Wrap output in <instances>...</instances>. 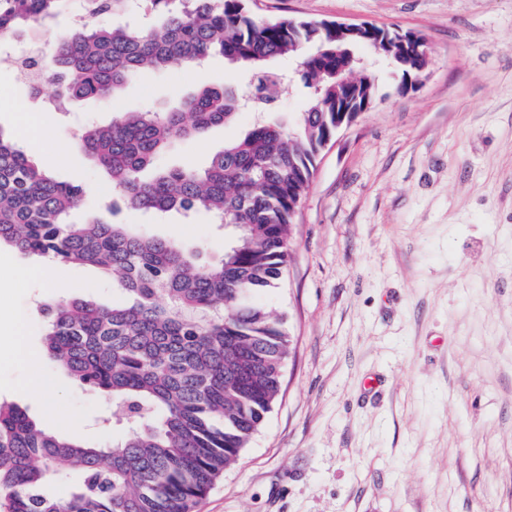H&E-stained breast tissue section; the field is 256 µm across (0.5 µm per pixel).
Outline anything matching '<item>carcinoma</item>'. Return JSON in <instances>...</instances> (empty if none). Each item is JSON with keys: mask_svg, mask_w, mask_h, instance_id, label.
I'll return each instance as SVG.
<instances>
[{"mask_svg": "<svg viewBox=\"0 0 512 512\" xmlns=\"http://www.w3.org/2000/svg\"><path fill=\"white\" fill-rule=\"evenodd\" d=\"M66 0H0V41L47 24ZM131 0H82L84 23L50 32L53 50L33 62L58 96L94 100L113 112L91 125L77 147L111 178L112 194L131 211L164 218L203 212L223 226L224 256L201 265L173 240L90 212L71 221L84 190L57 181L0 132V244L112 277L124 300L110 306L77 299L47 308L44 355L78 384L97 390L126 422L103 447L62 436L16 403L0 401V512H195L211 486L259 432L281 389L290 338L255 301L288 264L292 226L318 155L378 97L374 76L336 87V71L365 48L413 89L428 65L412 32L337 37L322 22L255 15L247 0H137L149 20L104 27ZM249 73L246 86H204L165 112L115 111L133 78L173 63L200 66L214 53ZM299 56L306 109L293 128L253 124L201 170L168 167L178 141L232 123L235 100L262 108L283 75L270 63ZM79 474L66 498L51 487Z\"/></svg>", "mask_w": 512, "mask_h": 512, "instance_id": "carcinoma-1", "label": "carcinoma"}]
</instances>
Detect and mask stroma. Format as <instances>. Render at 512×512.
<instances>
[{
    "instance_id": "1",
    "label": "stroma",
    "mask_w": 512,
    "mask_h": 512,
    "mask_svg": "<svg viewBox=\"0 0 512 512\" xmlns=\"http://www.w3.org/2000/svg\"><path fill=\"white\" fill-rule=\"evenodd\" d=\"M267 18L368 22L425 38L430 63L398 90L369 60L374 105L320 154L293 226L290 260L262 303L292 339L280 396L239 461L196 512H512V0H253ZM224 80V59L143 72L119 100L168 110ZM39 114L38 162L86 200L111 199L110 177L73 144L105 124L92 101L30 95L0 64V129ZM254 115L177 143L167 166L203 168ZM119 221L174 240L206 263L224 236L205 215L125 209ZM28 257L0 248V400L87 441L123 434L112 404L43 355L45 307L120 300L90 266L63 265L46 288ZM22 328L35 364L15 360ZM49 397L22 394L32 379Z\"/></svg>"
}]
</instances>
